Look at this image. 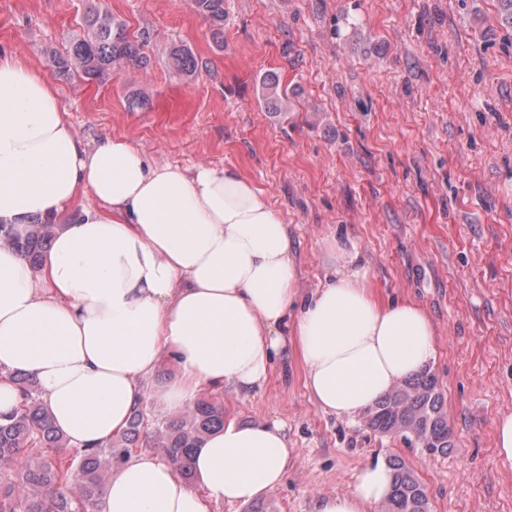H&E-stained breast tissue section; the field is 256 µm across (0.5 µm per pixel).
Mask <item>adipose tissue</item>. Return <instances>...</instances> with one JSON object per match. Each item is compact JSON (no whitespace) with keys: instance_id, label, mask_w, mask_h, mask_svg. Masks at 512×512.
<instances>
[{"instance_id":"ef3b65f1","label":"adipose tissue","mask_w":512,"mask_h":512,"mask_svg":"<svg viewBox=\"0 0 512 512\" xmlns=\"http://www.w3.org/2000/svg\"><path fill=\"white\" fill-rule=\"evenodd\" d=\"M56 89L0 53V223L50 224L79 195L40 275L0 245V414L16 410L18 374L71 447L125 428L163 358L178 409L204 388L250 395L295 351L316 406L354 418L435 359V328L410 302L374 294L352 240L329 245L333 276L298 284L288 225L238 170L150 160L131 141L85 144ZM293 451L279 422L225 421L194 456L196 484L137 452L112 471L101 512H213L279 488ZM385 463L366 465L351 492L313 512H373L392 489Z\"/></svg>"}]
</instances>
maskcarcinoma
Listing matches in <instances>:
<instances>
[{"instance_id": "obj_1", "label": "carcinoma", "mask_w": 512, "mask_h": 512, "mask_svg": "<svg viewBox=\"0 0 512 512\" xmlns=\"http://www.w3.org/2000/svg\"><path fill=\"white\" fill-rule=\"evenodd\" d=\"M192 2L212 36L223 37L224 0ZM145 46V39L129 36L122 20L98 8L85 14L82 33L70 40L65 54L51 51L49 55L61 71L93 80L126 66L146 68ZM170 64L188 78L198 69L195 56L184 46L170 53ZM55 228L54 224H0V240L36 269ZM18 382L24 393L22 407L0 416V512H99L112 468L143 445L164 449L178 475L189 479L195 449L209 433L224 426L223 408L204 399L181 415L152 423L137 405L121 433L65 460L60 453L69 441L52 422L38 396L37 383L22 377ZM364 425L375 434L399 436L430 456L444 455L452 445L437 379L427 369L369 409ZM390 467L394 480L385 512H429V499L414 471L400 459L391 461Z\"/></svg>"}]
</instances>
